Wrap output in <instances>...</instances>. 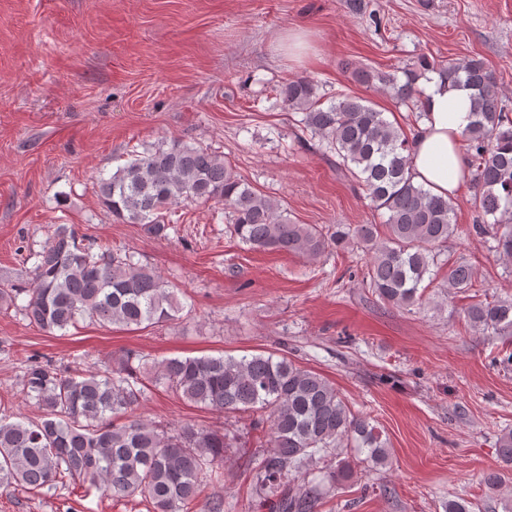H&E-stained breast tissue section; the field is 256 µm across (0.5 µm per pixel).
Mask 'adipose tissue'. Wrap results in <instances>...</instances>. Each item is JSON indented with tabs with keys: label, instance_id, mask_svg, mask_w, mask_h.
<instances>
[{
	"label": "adipose tissue",
	"instance_id": "obj_1",
	"mask_svg": "<svg viewBox=\"0 0 512 512\" xmlns=\"http://www.w3.org/2000/svg\"><path fill=\"white\" fill-rule=\"evenodd\" d=\"M425 117L413 142L417 182L439 196L454 195L463 178L462 131L469 121L468 90L433 78L421 99Z\"/></svg>",
	"mask_w": 512,
	"mask_h": 512
}]
</instances>
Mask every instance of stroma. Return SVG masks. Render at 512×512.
Returning <instances> with one entry per match:
<instances>
[{"instance_id": "35a3bbf8", "label": "stroma", "mask_w": 512, "mask_h": 512, "mask_svg": "<svg viewBox=\"0 0 512 512\" xmlns=\"http://www.w3.org/2000/svg\"><path fill=\"white\" fill-rule=\"evenodd\" d=\"M0 0V280L27 279L28 256L51 227L81 243L134 254L177 287L189 316L128 331L79 323L47 333L0 308V404L35 417L21 394L30 357L98 367L133 352L148 360L287 355L320 373L353 413L370 416L390 450L388 467L358 463L314 512H445L454 498L502 512L484 476L512 429V335L476 330L462 309L512 297V262L472 230L473 189L454 197L458 231L422 304L395 308L364 282L369 257L328 247L317 259L250 249L231 236L221 207L172 209L164 235L117 220L97 178L132 151L179 140L221 155L238 177L280 201L297 224H375L363 191L322 151L292 145L294 113L277 95L307 75L321 92L366 98L406 132L414 115L355 82L349 64L381 70L426 56L444 65L484 61L512 109V0ZM300 32V49L287 47ZM465 260L472 293H446L448 266ZM173 428L224 431V482L209 488L223 512H258L255 453L267 432L252 416L191 403L166 386L137 411ZM0 512H152L142 497L80 488L53 493L0 485Z\"/></svg>"}]
</instances>
